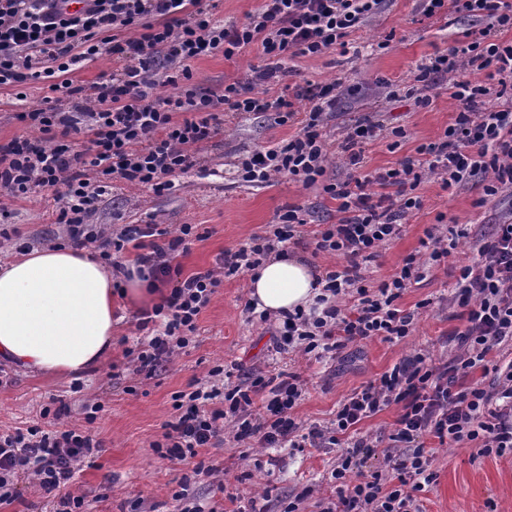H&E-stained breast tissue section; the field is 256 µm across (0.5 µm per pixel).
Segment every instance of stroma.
I'll use <instances>...</instances> for the list:
<instances>
[{"label":"stroma","mask_w":512,"mask_h":512,"mask_svg":"<svg viewBox=\"0 0 512 512\" xmlns=\"http://www.w3.org/2000/svg\"><path fill=\"white\" fill-rule=\"evenodd\" d=\"M481 26L477 19L456 14L424 18L418 0H388L382 13L350 33L346 52L294 59L296 73L289 83H329L348 77L359 81L362 91L342 97L335 111L327 113L325 131L337 139L366 118L389 128H404L406 137L397 148H390L388 139L381 138L365 152V172L394 168L414 155L418 145L438 141L452 122L455 107L444 86L431 90L432 102L426 108L416 107L410 99H386L381 80L411 81L419 65L461 38L463 31ZM383 40L388 41V48L378 49ZM259 62L253 48L230 60L220 54L203 57L191 63L193 80L200 88L217 90L225 83L247 80L251 67ZM25 92L26 100L19 101L13 89L0 90V142L23 132L17 113L38 106L47 90L35 83L27 85ZM296 132L294 126L276 124L270 114L227 118L223 135L199 152L205 165L214 168L213 176L183 177L177 190L165 196L118 186L99 202L91 221L108 230L124 222L151 220L170 229L197 225L199 239L178 257L184 274L190 275L213 268L224 251L238 249L253 236L264 234L285 206H298L307 221L298 251L322 268L342 264V257L314 251L313 235L320 225L336 223L339 218L335 200L321 186L306 188L280 178L258 187L234 178L232 163L245 151L272 145ZM417 194L420 209L405 216L400 236L383 246L368 264L364 271L367 285L389 279L405 256L420 250L426 230L437 222L466 225L469 235L459 239L447 261L426 267L423 279L399 299L401 309L418 313L404 339L389 342L377 337L351 343L335 357L321 361L298 352L275 353L271 326L250 320L244 310L249 297L248 277L243 274L225 279L202 309L195 345L175 353L154 375L140 372L137 363L125 355L126 349L140 346L153 333L152 328H140L136 307L127 308L115 327L112 352L103 364L78 377L58 378L0 366V434L43 426L40 412L56 399L68 406L60 418L64 425L85 422L86 407L101 404L89 424L101 448L65 487L67 493L83 497L84 512H176L173 495L186 475L194 495L216 512L236 508L217 491L214 481L218 478L236 488L240 497L255 499L263 512H287L293 501L298 502L299 512H318V502L336 491L331 473L339 462L338 449L248 450L229 438L221 447L199 451L200 459L217 469L213 479L193 475L191 466L160 460L152 444L175 414L176 395L191 392L196 385L210 386V372L217 366L238 363L268 375L301 373L308 384L294 414L310 428L329 425L341 401L408 355L420 352L436 363L455 357L458 348L449 338L464 324L455 301L459 267L471 257L475 238L512 209V198L500 196L481 207L477 204L483 195L480 180L446 189L434 175L424 179ZM53 207L48 191L10 203L16 232L0 237V260L16 254L23 244L50 248L66 243L65 227L55 223ZM424 444L435 478L417 495L421 512H512V451L484 455L478 440L443 445L428 437ZM15 491V499L1 505L0 512H55L58 493L45 492L33 477H19Z\"/></svg>","instance_id":"35a3bbf8"}]
</instances>
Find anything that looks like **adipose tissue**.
I'll list each match as a JSON object with an SVG mask.
<instances>
[{
    "mask_svg": "<svg viewBox=\"0 0 512 512\" xmlns=\"http://www.w3.org/2000/svg\"><path fill=\"white\" fill-rule=\"evenodd\" d=\"M249 297L270 313L309 308L320 293L297 256L253 271ZM111 275L89 251L33 248L0 264V361L29 372L76 376L112 348Z\"/></svg>",
    "mask_w": 512,
    "mask_h": 512,
    "instance_id": "1",
    "label": "adipose tissue"
}]
</instances>
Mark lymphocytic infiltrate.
Masks as SVG:
<instances>
[{
    "label": "lymphocytic infiltrate",
    "instance_id": "f902f5d3",
    "mask_svg": "<svg viewBox=\"0 0 512 512\" xmlns=\"http://www.w3.org/2000/svg\"><path fill=\"white\" fill-rule=\"evenodd\" d=\"M67 0H0V88L47 84L50 94L32 110L18 113L27 134L0 143V223H7L9 202L52 191L55 221L66 225L68 241L92 245L105 266L119 268L127 247L135 262L168 295L144 313L143 322H159L161 331L136 352L141 369L156 371L175 351L188 348L197 319L224 279L254 271L272 253L302 233L300 208L285 207L277 224L237 250L225 251L213 269L184 274L176 258L196 235L192 224L177 235L155 224H127L108 236L89 218L113 183L143 186L165 195L179 177L208 176L195 151L224 132L231 115L273 113L278 125L295 124V135L275 145L248 152L236 163L242 182L265 185L287 178L306 187L321 185L338 203L340 219L316 234L315 249L342 256L343 268L326 269L325 295L318 312L284 313L275 328L276 352L297 349L323 358L357 340L408 336L413 313L396 305L404 291L423 276V269L447 259L449 242L467 237L463 228L428 232L423 252L409 254L390 280L363 286V264L378 248L402 231L401 221L420 208L416 189L425 176L440 175L444 187L479 177L484 196L512 192V0H420L422 16L458 14L483 21L448 48L419 66L410 85L384 82L388 99H412L425 108L428 88L447 82L455 116L438 141L417 147L399 167L363 173L364 148L383 134L405 137L402 127L384 129L367 119L351 127L342 140L328 139L324 116L335 110L358 83H307L301 96L310 104L298 112L285 85L295 57L321 56L346 48L352 29L380 14L385 0H261L242 24H224L215 15L220 0H85L84 9L67 11ZM257 47L262 60L246 82L225 84L222 91L204 90L193 81L191 61L216 53L225 59ZM110 55L112 71L90 84L71 77L81 64ZM491 71L494 86L466 78V71ZM277 93H269L271 85ZM164 93H157V86ZM495 105H488V98ZM83 145H75V136ZM340 156L348 171L342 182L326 181L331 156ZM382 194H375V187ZM393 195H385V188ZM472 263L461 266L455 300L465 319L455 333L460 354L430 367L424 354L405 357L390 371L352 393L339 406L330 428H302L293 409L304 381L297 373L269 377L235 365L222 369V383L196 389L175 405L174 420L163 426L154 443L162 459L193 461L199 449L224 441L232 427L235 441H256L264 448H339L333 472L335 500L319 504V512H420L417 492L433 479L424 439L439 442L482 440L489 455L512 449V363L495 366L492 352L512 342V210L475 242ZM356 288L358 302L345 310L336 298ZM493 370L485 389L469 382L475 369ZM222 407H213L215 399ZM262 412H254L255 399ZM400 413L388 436L384 456L396 486L384 488L379 474L360 479L376 446L359 437L351 446L342 438L350 429L390 405ZM44 431L31 428L0 434V504L11 501L10 486L19 471L29 470L47 491L60 489L89 460L97 443L88 428Z\"/></svg>",
    "mask_w": 512,
    "mask_h": 512
}]
</instances>
